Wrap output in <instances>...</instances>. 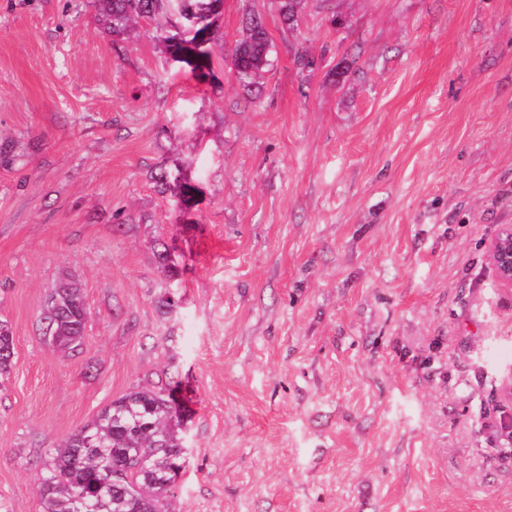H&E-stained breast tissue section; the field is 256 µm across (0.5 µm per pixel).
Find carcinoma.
Segmentation results:
<instances>
[{
  "label": "carcinoma",
  "mask_w": 512,
  "mask_h": 512,
  "mask_svg": "<svg viewBox=\"0 0 512 512\" xmlns=\"http://www.w3.org/2000/svg\"><path fill=\"white\" fill-rule=\"evenodd\" d=\"M112 33L121 35L139 21L164 12L165 0H97ZM301 0H279L284 23L297 21ZM272 43L264 20L252 15L246 33L231 54L232 69L245 88L270 63ZM87 305L82 291H63L46 307L45 334L72 351L85 331ZM14 339L0 325V377L10 373ZM175 386L138 389L112 402L89 424L53 449L38 484L42 512H77V498L86 495V512H165L173 490L172 464L182 439Z\"/></svg>",
  "instance_id": "carcinoma-1"
}]
</instances>
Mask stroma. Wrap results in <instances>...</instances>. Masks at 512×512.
Returning <instances> with one entry per match:
<instances>
[{"label":"stroma","mask_w":512,"mask_h":512,"mask_svg":"<svg viewBox=\"0 0 512 512\" xmlns=\"http://www.w3.org/2000/svg\"><path fill=\"white\" fill-rule=\"evenodd\" d=\"M173 21L0 0V512H41L48 450L161 379L168 512H512V0H304L292 28L224 0L204 77ZM63 282L67 352L41 322ZM272 43L264 20L252 15L246 22V33L231 54L232 69L245 88L251 89L255 78L270 63ZM488 259L499 282L512 288V225H504L488 247ZM59 288H73L72 291L63 290L58 293ZM55 294L59 302L46 307L42 317L45 335L63 348L72 351L80 345L85 331L87 318V305L82 291L70 285L60 286ZM12 350V351H11ZM4 352V353H1ZM14 355V339L9 328L0 325V377L10 373Z\"/></svg>","instance_id":"35a3bbf8"}]
</instances>
